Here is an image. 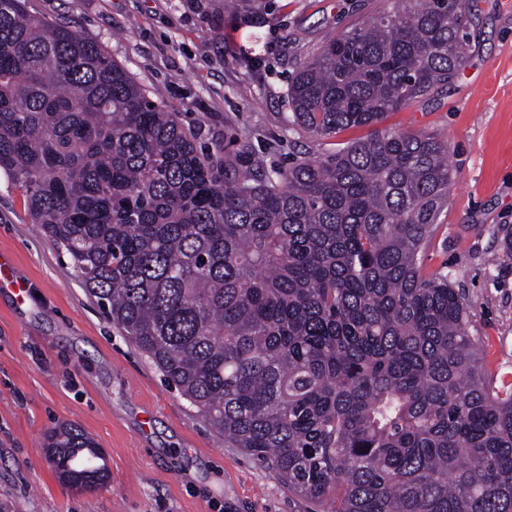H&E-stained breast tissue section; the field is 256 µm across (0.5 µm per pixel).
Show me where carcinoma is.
I'll list each match as a JSON object with an SVG mask.
<instances>
[{"label":"carcinoma","mask_w":512,"mask_h":512,"mask_svg":"<svg viewBox=\"0 0 512 512\" xmlns=\"http://www.w3.org/2000/svg\"><path fill=\"white\" fill-rule=\"evenodd\" d=\"M288 84V123L371 132L245 165L97 41L0 0V171L107 320L230 448L324 512H512V382H485L469 305L423 272L448 140L380 129L465 60L470 0H396ZM65 481L100 445L52 430Z\"/></svg>","instance_id":"1"}]
</instances>
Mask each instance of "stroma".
<instances>
[{
	"label": "stroma",
	"instance_id": "35a3bbf8",
	"mask_svg": "<svg viewBox=\"0 0 512 512\" xmlns=\"http://www.w3.org/2000/svg\"><path fill=\"white\" fill-rule=\"evenodd\" d=\"M393 0H27L28 11L100 42L202 143L235 140L265 167L365 137L288 124V83L341 30ZM467 61L446 87L384 127L447 138L452 188L425 269L447 270L492 386L512 380V0H475ZM0 261L25 278L0 290V512H307L266 467L227 447L196 408L106 320L69 257L0 172ZM76 424L102 448L109 483L81 491L46 461V435Z\"/></svg>",
	"mask_w": 512,
	"mask_h": 512
}]
</instances>
